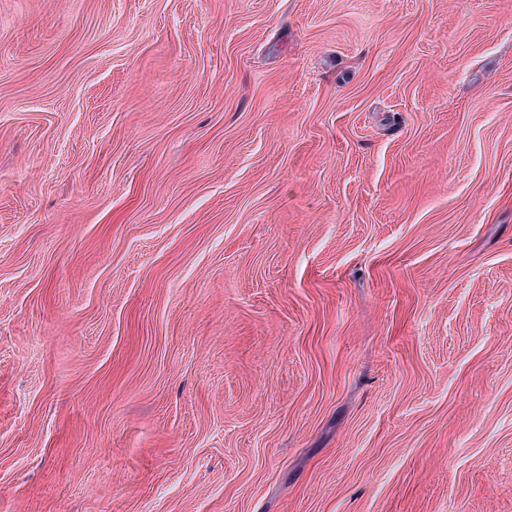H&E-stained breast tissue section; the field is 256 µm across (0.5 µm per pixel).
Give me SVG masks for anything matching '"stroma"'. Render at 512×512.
Listing matches in <instances>:
<instances>
[{
  "mask_svg": "<svg viewBox=\"0 0 512 512\" xmlns=\"http://www.w3.org/2000/svg\"><path fill=\"white\" fill-rule=\"evenodd\" d=\"M0 512H512V0H0Z\"/></svg>",
  "mask_w": 512,
  "mask_h": 512,
  "instance_id": "obj_1",
  "label": "stroma"
}]
</instances>
